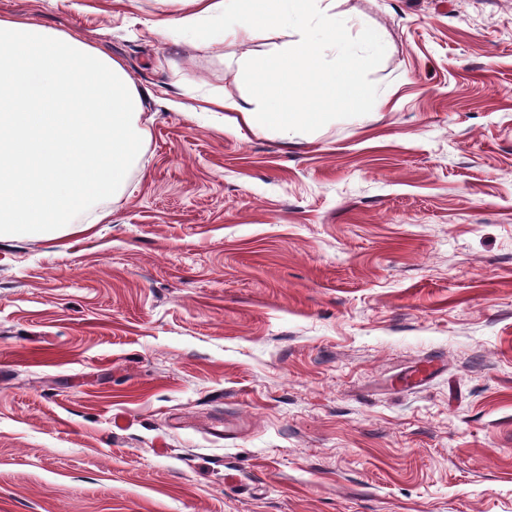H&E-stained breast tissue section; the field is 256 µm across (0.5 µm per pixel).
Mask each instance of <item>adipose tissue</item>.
I'll use <instances>...</instances> for the list:
<instances>
[{
	"instance_id": "adipose-tissue-1",
	"label": "adipose tissue",
	"mask_w": 512,
	"mask_h": 512,
	"mask_svg": "<svg viewBox=\"0 0 512 512\" xmlns=\"http://www.w3.org/2000/svg\"><path fill=\"white\" fill-rule=\"evenodd\" d=\"M186 12L165 20V27L185 30L208 26L213 40L247 42L260 28L278 27L291 32L292 41L269 57L250 62L258 88L252 105L220 99L216 105L233 113L235 127L270 134L290 142L311 124L316 109L357 110L366 92L354 79L386 47L384 34L368 27L359 44L340 34L336 0H180ZM340 53L342 63L322 66L326 48Z\"/></svg>"
}]
</instances>
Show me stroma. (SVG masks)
Wrapping results in <instances>:
<instances>
[{
	"instance_id": "1",
	"label": "stroma",
	"mask_w": 512,
	"mask_h": 512,
	"mask_svg": "<svg viewBox=\"0 0 512 512\" xmlns=\"http://www.w3.org/2000/svg\"><path fill=\"white\" fill-rule=\"evenodd\" d=\"M178 11L0 0L145 127L96 213L0 239V512H512V0H336L383 104L290 144L201 109L285 34Z\"/></svg>"
}]
</instances>
